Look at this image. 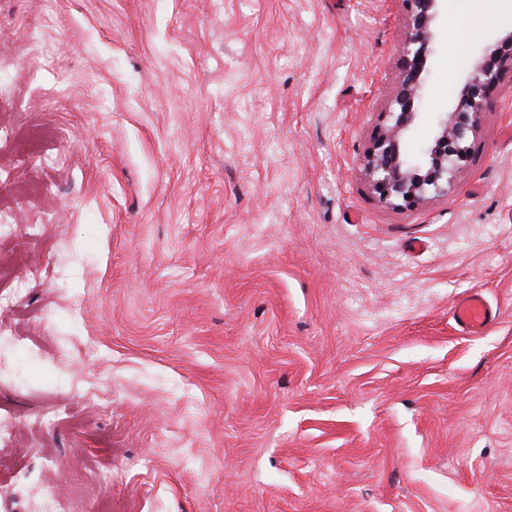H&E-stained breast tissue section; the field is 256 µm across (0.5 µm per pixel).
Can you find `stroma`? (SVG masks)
<instances>
[{
    "label": "stroma",
    "mask_w": 512,
    "mask_h": 512,
    "mask_svg": "<svg viewBox=\"0 0 512 512\" xmlns=\"http://www.w3.org/2000/svg\"><path fill=\"white\" fill-rule=\"evenodd\" d=\"M405 25L401 0H0V294L26 279L0 512H512V63L448 193L383 206L364 157ZM511 32L435 25L407 154ZM475 290L496 320L468 335ZM453 319L462 332L479 335L492 324L494 315L486 298L474 291L455 303Z\"/></svg>",
    "instance_id": "stroma-1"
}]
</instances>
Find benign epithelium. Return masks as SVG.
<instances>
[{
  "label": "benign epithelium",
  "instance_id": "7a95c632",
  "mask_svg": "<svg viewBox=\"0 0 512 512\" xmlns=\"http://www.w3.org/2000/svg\"><path fill=\"white\" fill-rule=\"evenodd\" d=\"M408 25L399 46V74L382 124L365 154L364 168L379 203L400 207L417 204L431 195L445 194L457 172L473 157V136L487 106L488 92L501 77L502 48H484L456 108L436 119L429 145L408 156L402 141L415 124L428 58L432 28L448 7V0H402Z\"/></svg>",
  "mask_w": 512,
  "mask_h": 512
}]
</instances>
